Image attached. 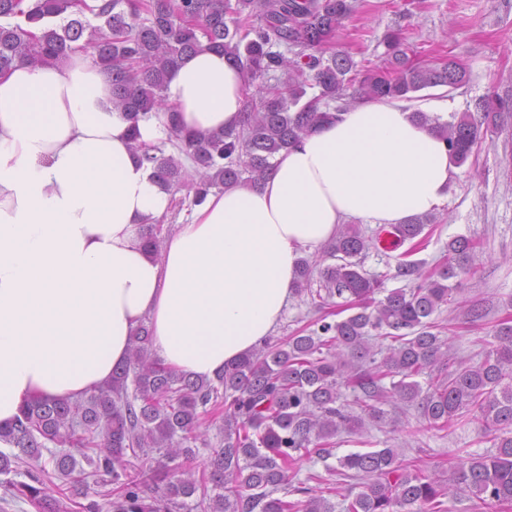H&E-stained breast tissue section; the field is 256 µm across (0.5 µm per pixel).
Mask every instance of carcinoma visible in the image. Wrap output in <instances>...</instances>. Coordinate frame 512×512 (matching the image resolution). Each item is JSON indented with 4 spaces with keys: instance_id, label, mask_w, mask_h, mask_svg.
<instances>
[{
    "instance_id": "obj_1",
    "label": "carcinoma",
    "mask_w": 512,
    "mask_h": 512,
    "mask_svg": "<svg viewBox=\"0 0 512 512\" xmlns=\"http://www.w3.org/2000/svg\"><path fill=\"white\" fill-rule=\"evenodd\" d=\"M358 7V0H102L95 8L86 0H0V72L19 61L57 62L83 50L80 40L90 32L93 60L112 79L114 104L135 123L167 118L170 144L198 175V203L214 188L259 186L277 155L359 100L414 99L422 90L465 83L466 69L455 59L413 61L399 32L385 37L381 64L357 68L337 48L336 34ZM280 45L293 57L273 50ZM202 47L224 53L243 73L244 119L200 137L182 133L178 108L164 91L180 61ZM278 70L287 80L266 84ZM476 111L481 118L464 113L444 121L426 112L416 118L445 140L461 166L503 123L490 99ZM132 139L159 182L171 189L183 181L174 157L139 143L136 131ZM428 221L424 215L393 226L399 243H411L408 253L423 245ZM379 240L347 225L324 245L327 264L299 266L294 291L317 275L325 290L318 306L338 297L352 314L339 321L323 315L308 334L267 338L212 380L161 366L150 329L141 325L108 387L77 401H29L13 422L0 425V444L7 446L0 449V483L42 512H61L45 468L28 472V483L9 478L46 451L64 480L61 496L86 497L89 476L106 488L105 502L91 501L84 512H181L197 493L203 512H448L444 499L462 496L512 505V321L500 323L479 364L460 361L448 374L433 373L447 364L450 346L430 317L454 301L458 288L449 280L467 268L476 243L452 238L448 263L427 273L416 261L398 264V276L421 284L387 289L361 265ZM380 338L392 344L377 349ZM422 375L424 385L417 380ZM208 405L224 408V446L209 449L207 474L198 479L187 464L198 452V409ZM387 406H416L437 431L472 414L495 451L457 463L446 480L401 464L395 448L351 452L338 458L339 474L360 480L361 490L338 505L295 484L294 466L310 446L359 433L365 420H384ZM142 459L150 465L134 464Z\"/></svg>"
}]
</instances>
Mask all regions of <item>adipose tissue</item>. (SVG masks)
Here are the masks:
<instances>
[{
  "instance_id": "1",
  "label": "adipose tissue",
  "mask_w": 512,
  "mask_h": 512,
  "mask_svg": "<svg viewBox=\"0 0 512 512\" xmlns=\"http://www.w3.org/2000/svg\"><path fill=\"white\" fill-rule=\"evenodd\" d=\"M240 70L224 54L186 57L165 95L181 129L238 126ZM439 101H363L277 156L258 188L195 205L160 245L145 231L170 207L107 73L82 52L0 74V423L24 401L76 399L106 385L148 325L158 361L215 378L271 336L300 258L350 218L403 224L444 202L456 168L412 113Z\"/></svg>"
}]
</instances>
